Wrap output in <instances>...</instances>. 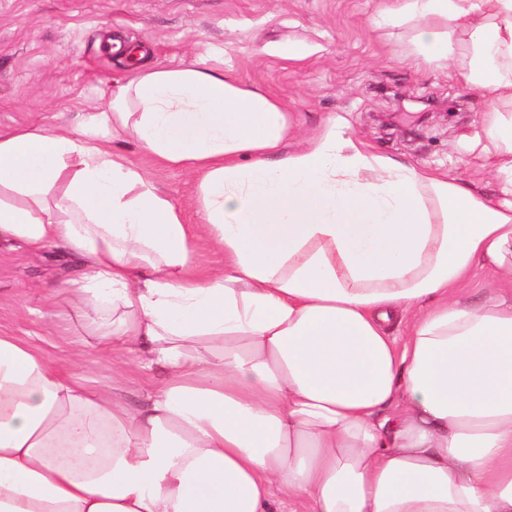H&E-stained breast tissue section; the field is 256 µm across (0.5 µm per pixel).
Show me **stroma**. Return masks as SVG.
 Returning a JSON list of instances; mask_svg holds the SVG:
<instances>
[{"instance_id":"stroma-1","label":"stroma","mask_w":512,"mask_h":512,"mask_svg":"<svg viewBox=\"0 0 512 512\" xmlns=\"http://www.w3.org/2000/svg\"><path fill=\"white\" fill-rule=\"evenodd\" d=\"M388 0H0V129L74 124L105 106L126 83L125 58L106 48L120 39L149 49L150 64L193 62L219 69L241 86L277 99L293 133L304 138L336 122L371 152L473 182L496 198L478 137L483 97L449 69L429 68L414 54L411 25L377 27ZM301 41L300 58L277 54ZM432 100L439 113L414 126L400 99ZM116 150L148 171L158 189L197 223L195 181L179 167L160 168L133 141ZM82 270L62 248L39 255L0 249V335L13 336L57 363L87 389L139 408L163 371L141 367L126 345L80 338L52 327L69 311L66 282ZM80 351L71 363L72 351ZM125 366L115 376L114 366Z\"/></svg>"}]
</instances>
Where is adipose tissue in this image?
<instances>
[{"label":"adipose tissue","mask_w":512,"mask_h":512,"mask_svg":"<svg viewBox=\"0 0 512 512\" xmlns=\"http://www.w3.org/2000/svg\"><path fill=\"white\" fill-rule=\"evenodd\" d=\"M486 102L500 201L194 65L0 131V245L62 246L86 335L165 377L138 410L0 336V512H512V0H395ZM197 181L196 224L113 142ZM208 238L224 262L195 250ZM411 314L403 346L391 330ZM502 286V282L494 272L477 267L471 274L465 288H469L472 295H480L484 288H497Z\"/></svg>","instance_id":"ef3b65f1"}]
</instances>
